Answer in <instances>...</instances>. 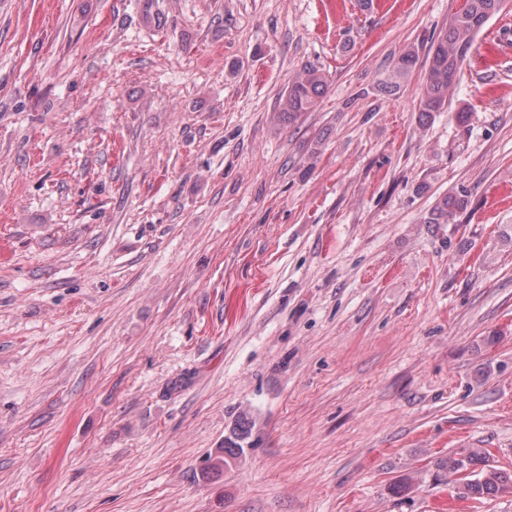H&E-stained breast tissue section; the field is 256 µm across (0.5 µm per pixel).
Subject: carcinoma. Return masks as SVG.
I'll list each match as a JSON object with an SVG mask.
<instances>
[{"label":"carcinoma","mask_w":512,"mask_h":512,"mask_svg":"<svg viewBox=\"0 0 512 512\" xmlns=\"http://www.w3.org/2000/svg\"><path fill=\"white\" fill-rule=\"evenodd\" d=\"M507 0H463L462 7L448 15L436 37L431 41L424 60L423 84L420 88L419 109L424 113L439 112L448 105L453 90L470 50L487 22L502 14ZM418 62V52L408 50L393 60L389 77L380 91L394 94L401 83L412 74ZM328 90L324 71L310 65L300 69L288 86L278 111V120L295 125L312 111ZM468 193L450 192L432 208L428 223L455 224L457 215L467 209ZM481 469H475V466ZM436 466L451 475L468 477L463 483L464 494L473 499L512 492V473L489 464V453L484 448H464L436 460Z\"/></svg>","instance_id":"1"}]
</instances>
